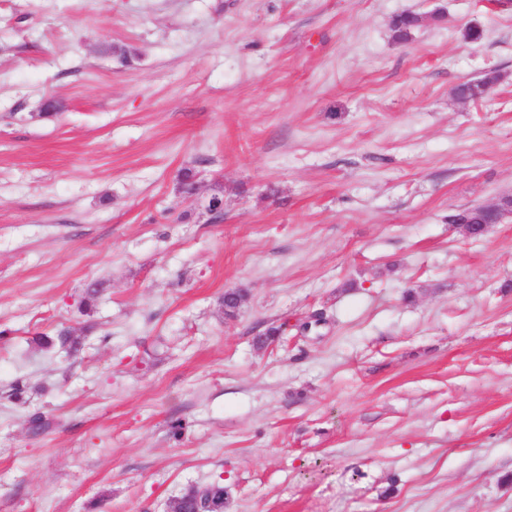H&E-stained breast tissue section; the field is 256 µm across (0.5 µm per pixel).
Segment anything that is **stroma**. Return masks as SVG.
Instances as JSON below:
<instances>
[{"label": "stroma", "mask_w": 512, "mask_h": 512, "mask_svg": "<svg viewBox=\"0 0 512 512\" xmlns=\"http://www.w3.org/2000/svg\"><path fill=\"white\" fill-rule=\"evenodd\" d=\"M510 193L512 0H0V512H512ZM485 213L481 224H458L460 231L471 240L481 239L492 224L500 223L505 217L512 216V195H504L495 203L480 207Z\"/></svg>", "instance_id": "35a3bbf8"}]
</instances>
